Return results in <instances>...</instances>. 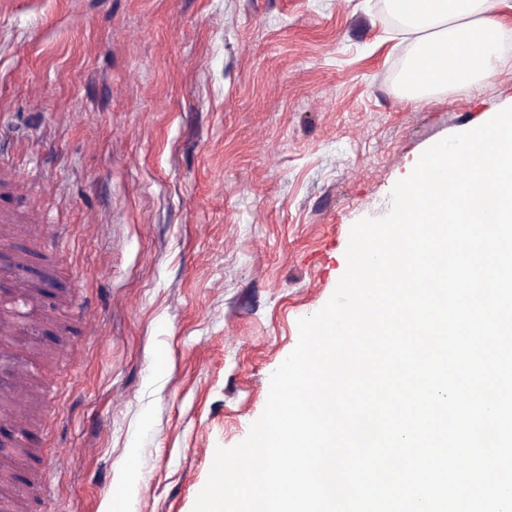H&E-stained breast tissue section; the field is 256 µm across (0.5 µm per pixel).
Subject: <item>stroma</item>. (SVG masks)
Segmentation results:
<instances>
[{"label": "stroma", "mask_w": 512, "mask_h": 512, "mask_svg": "<svg viewBox=\"0 0 512 512\" xmlns=\"http://www.w3.org/2000/svg\"><path fill=\"white\" fill-rule=\"evenodd\" d=\"M499 13L489 78L411 99L387 0H0V217H27L16 246L57 268L55 323L19 350L43 409L18 468L33 512H193L352 226L512 107Z\"/></svg>", "instance_id": "35a3bbf8"}]
</instances>
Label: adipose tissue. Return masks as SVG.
Returning a JSON list of instances; mask_svg holds the SVG:
<instances>
[{
  "mask_svg": "<svg viewBox=\"0 0 512 512\" xmlns=\"http://www.w3.org/2000/svg\"><path fill=\"white\" fill-rule=\"evenodd\" d=\"M507 0H388L414 36L404 85L408 97L462 89L489 77L505 30L497 11Z\"/></svg>",
  "mask_w": 512,
  "mask_h": 512,
  "instance_id": "ef3b65f1",
  "label": "adipose tissue"
}]
</instances>
